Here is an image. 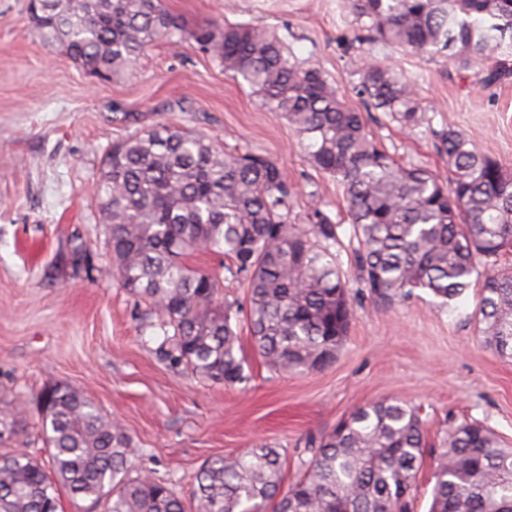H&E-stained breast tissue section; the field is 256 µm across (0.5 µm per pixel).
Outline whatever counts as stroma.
I'll return each mask as SVG.
<instances>
[{
  "label": "stroma",
  "mask_w": 512,
  "mask_h": 512,
  "mask_svg": "<svg viewBox=\"0 0 512 512\" xmlns=\"http://www.w3.org/2000/svg\"><path fill=\"white\" fill-rule=\"evenodd\" d=\"M164 4L191 27L258 24L275 32L292 61L319 67L347 106L363 112L370 134L401 165L447 179L434 133L452 128L512 171V76L484 87L445 56L355 42L347 0ZM29 5L0 0V400L30 407L20 447L42 453L33 405L56 381L118 419L141 449L132 468L151 471L186 499L206 460L259 441L279 448L284 480L294 481L309 441L382 398L419 407L424 421L413 512H427L433 469L455 425L481 422L512 446V359L479 336L475 287L449 308L424 292L387 310L355 302L335 362L317 371L270 370L245 327L247 386L203 382L160 361L143 337L135 297L106 271L104 220L90 189L113 143L166 125L264 156L294 187L290 221L300 226L315 206L346 222V201L335 180L307 161L283 114L193 40L154 44L126 76L100 80L40 39ZM363 52L415 81L431 126L403 130L366 107L354 73Z\"/></svg>",
  "instance_id": "obj_1"
}]
</instances>
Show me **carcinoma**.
Returning <instances> with one entry per match:
<instances>
[{
    "label": "carcinoma",
    "mask_w": 512,
    "mask_h": 512,
    "mask_svg": "<svg viewBox=\"0 0 512 512\" xmlns=\"http://www.w3.org/2000/svg\"><path fill=\"white\" fill-rule=\"evenodd\" d=\"M360 42L418 54L453 50L460 69L512 43V0H349ZM40 37L79 66L107 77L132 69L156 42L185 37L214 51L224 68L299 134L305 156L343 189L350 228L320 208L308 228L288 223L294 199L279 166L233 154L204 134L158 127L112 145L95 182L106 215L112 270L145 307L158 357L224 386L249 380L239 336L245 313L266 366L303 373L331 365L348 336L354 301L389 309L423 290L451 303L472 286L478 260L490 270L476 305L484 342L512 351V270L495 258L512 243V172L482 154L466 133L434 131L448 182L401 167L366 132L320 68L299 66L258 25L187 28L162 0H32ZM359 94L404 130L425 121L415 82L362 56ZM512 74L499 61L480 72L492 84ZM357 240V291L350 293L336 244ZM216 251L246 284L247 311L218 300V279L186 259ZM40 416L48 460L15 443L24 408H0V512L58 509L60 490L99 512H408L426 441L420 410L381 399L356 409L310 442L297 479L282 486L285 459L260 443L205 461L190 504L175 488L128 463L142 449L125 429L66 382L45 386ZM428 512H512V448L478 421L448 435L433 473Z\"/></svg>",
    "instance_id": "cac0c4a2"
}]
</instances>
